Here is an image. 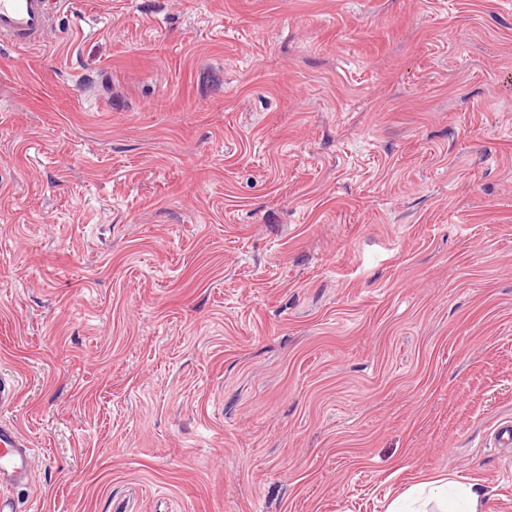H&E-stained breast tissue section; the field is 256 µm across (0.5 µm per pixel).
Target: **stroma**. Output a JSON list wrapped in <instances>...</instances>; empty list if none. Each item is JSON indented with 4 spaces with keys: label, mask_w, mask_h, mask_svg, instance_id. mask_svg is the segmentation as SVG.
<instances>
[{
    "label": "stroma",
    "mask_w": 512,
    "mask_h": 512,
    "mask_svg": "<svg viewBox=\"0 0 512 512\" xmlns=\"http://www.w3.org/2000/svg\"><path fill=\"white\" fill-rule=\"evenodd\" d=\"M20 512H512V0H65L0 42ZM480 493L470 485H461L456 500L441 499L439 512H480Z\"/></svg>",
    "instance_id": "35a3bbf8"
}]
</instances>
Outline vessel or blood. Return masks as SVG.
<instances>
[{
  "label": "vessel or blood",
  "mask_w": 512,
  "mask_h": 512,
  "mask_svg": "<svg viewBox=\"0 0 512 512\" xmlns=\"http://www.w3.org/2000/svg\"><path fill=\"white\" fill-rule=\"evenodd\" d=\"M63 0H0V38L24 48L46 39ZM35 450L16 425L0 421V486L28 485Z\"/></svg>",
  "instance_id": "vessel-or-blood-1"
}]
</instances>
